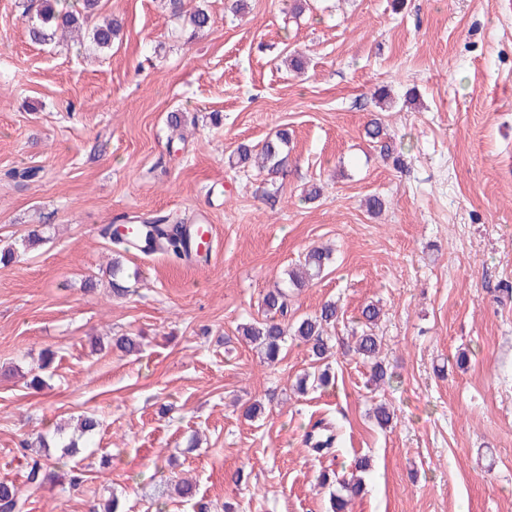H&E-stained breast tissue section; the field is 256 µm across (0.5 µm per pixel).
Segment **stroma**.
<instances>
[{
	"instance_id": "stroma-1",
	"label": "stroma",
	"mask_w": 512,
	"mask_h": 512,
	"mask_svg": "<svg viewBox=\"0 0 512 512\" xmlns=\"http://www.w3.org/2000/svg\"><path fill=\"white\" fill-rule=\"evenodd\" d=\"M294 2L247 0L237 14L233 0H187L212 17L189 40L172 36L162 0H100L86 28L121 24L101 52L31 42L22 0H0V246L42 236L0 266V481L21 486V512L114 497L123 512H193L180 479L210 512H327L362 459L350 512H512V0ZM295 53L304 74L284 64ZM181 108L176 137L167 115ZM373 118L392 157L365 136ZM283 128V175L232 165L238 146ZM24 168L37 177L13 178ZM123 214L206 216L212 256L190 267L126 253L139 281L114 295L102 230ZM318 245L332 264L288 288V304L296 317L340 306L335 383L300 395L295 379L317 367L307 347L288 340L271 366L238 329ZM370 302L394 374L377 388L351 349ZM123 334L138 351L113 348ZM36 374L43 386L26 387ZM381 401L395 410L384 428ZM88 413L94 443L69 456L81 483H27V459L66 454ZM322 417L342 441L321 457L304 434Z\"/></svg>"
}]
</instances>
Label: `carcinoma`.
<instances>
[{"label": "carcinoma", "mask_w": 512, "mask_h": 512, "mask_svg": "<svg viewBox=\"0 0 512 512\" xmlns=\"http://www.w3.org/2000/svg\"><path fill=\"white\" fill-rule=\"evenodd\" d=\"M37 8L28 5L25 14L28 16V27L30 38L36 42H47L51 40L60 29L80 26V17L93 10L98 0H76V5L69 9H58L60 0H37ZM190 36L205 31L210 27L211 16L209 12L198 7L189 16ZM121 24L116 19L92 28L89 38L100 51L112 49L113 40L117 37ZM366 137L373 142L380 144V150L384 155H389L388 145L382 143L386 133L382 124L371 120L365 128ZM288 130L282 129L276 132L275 136L267 139L259 153H253L248 146H241L236 152V164L246 165L251 162L257 163L258 169L267 171L270 175H276L283 170L288 153L285 148L288 146ZM166 216H154L138 225L139 234L130 238L119 230L104 228V235L113 244L117 251L125 252L129 248H139L143 251L153 250V239L160 236L164 239V249L179 257L185 253L187 244L183 234V225L168 224ZM332 260L331 251L328 249L313 248L305 253L303 261L298 267L288 273V281L295 288H302L306 282L320 276ZM111 285L118 295L128 293L127 281L130 274L123 263L115 258L110 268ZM264 318L255 320L243 327V336L251 344L255 345L264 355L267 363L272 365L279 361L280 354L288 337L293 336L302 343L309 346L315 359L320 360L328 349V337L326 328L335 323L339 315V307L334 301L325 302L320 310L311 315L303 316L295 323H288V294L281 288H274L267 292L262 300ZM364 328L359 336L355 337L354 353L372 361V381L379 382L387 377V368L377 360L379 349L378 337L373 333L372 326L380 317V309L374 305H368L361 311ZM332 382V375L328 370H323L313 375H305L296 382L295 391L304 394L308 385L327 387ZM339 440V434L335 433L332 427L315 423L306 433L305 441L310 444L312 451L320 453L328 451ZM69 467L74 471L75 467L68 466V462L59 458L56 461L34 462L31 466L27 479L31 483H54L63 477V468ZM342 494L331 496L330 503L332 512H347L352 497L358 495L361 489V482L351 478L341 484ZM20 495L16 485L12 482L0 481V512H17L19 509Z\"/></svg>", "instance_id": "cac0c4a2"}]
</instances>
